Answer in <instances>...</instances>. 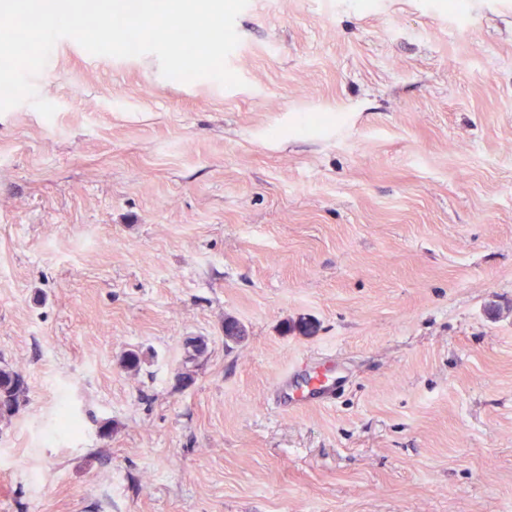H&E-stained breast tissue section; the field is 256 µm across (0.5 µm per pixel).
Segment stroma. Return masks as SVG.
<instances>
[{"label": "stroma", "mask_w": 512, "mask_h": 512, "mask_svg": "<svg viewBox=\"0 0 512 512\" xmlns=\"http://www.w3.org/2000/svg\"><path fill=\"white\" fill-rule=\"evenodd\" d=\"M235 27L240 87L63 38L0 112V512H512V0ZM26 386L21 373L0 360V422L8 424L26 402ZM309 378L303 388H293L291 374L281 375L276 383L284 405L298 408L310 404L330 403L334 399L337 378L329 370L316 367L306 370Z\"/></svg>", "instance_id": "stroma-1"}]
</instances>
